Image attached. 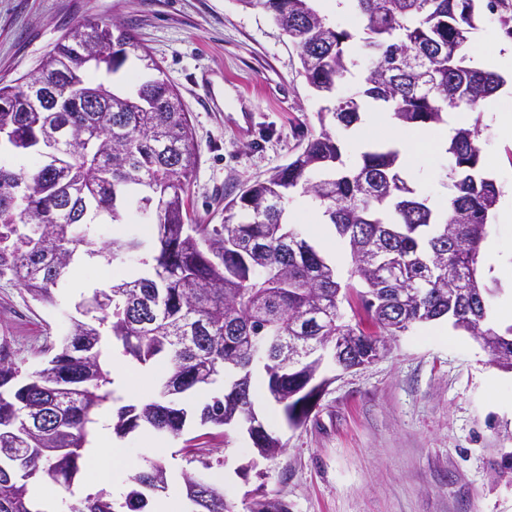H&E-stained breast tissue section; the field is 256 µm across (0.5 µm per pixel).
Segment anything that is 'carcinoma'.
I'll use <instances>...</instances> for the list:
<instances>
[{"label":"carcinoma","instance_id":"1","mask_svg":"<svg viewBox=\"0 0 512 512\" xmlns=\"http://www.w3.org/2000/svg\"><path fill=\"white\" fill-rule=\"evenodd\" d=\"M260 9L297 49L301 74L326 102L316 113L317 135L263 180L224 203V223L193 224L185 195L196 165L189 113L176 90L154 75L159 67L133 33L114 20L75 24L20 84L0 86V144L15 156L38 154L36 139H53L64 166L49 175L36 167L20 172L0 163V279L17 280L31 297L54 303L53 290L67 277L78 251L111 263L138 253L144 241L123 234L98 246L88 224L104 214L112 223L153 226L147 275H132L96 289L79 303L80 318L42 367L22 369L7 340L0 341V512H42L29 496L33 482L50 483L74 499L69 512H144L148 499L168 488L167 471L152 462L130 477L123 502L104 489L76 495L96 409L112 399L110 373L99 345L103 332L122 355L141 366L156 358L169 370L157 397L120 406L113 432L141 427L178 437L188 411L180 395L225 380L223 393L203 405V425H241L256 414L252 383L265 374L269 397L291 427L305 424L314 406L308 388L323 389V360L286 362L279 343L296 340L323 353L341 336L363 354L417 324L446 318L478 340L503 370H512V325L489 319L496 288L479 265L480 245L499 201L500 188L483 173L478 126L456 128L447 153L453 196L435 211L404 177L399 153L384 141L346 167L335 130H349L375 102L392 111L399 126L442 124L450 109L477 111L504 84L496 72L471 64L467 52L480 9L498 17L512 39L509 0H352L357 33L332 24L315 0H238ZM121 46L120 58L112 52ZM144 76L122 90L94 73H118L130 59ZM364 59L360 86L340 92ZM42 69L60 81L82 85L63 93L53 111L36 114L7 104L19 85ZM27 177V190H15ZM310 197L349 248L350 277L341 285L335 269L302 231L288 223L293 195ZM429 265L410 267L402 283L380 274L387 258ZM356 295L372 324L352 323L344 304ZM266 460L286 444L266 430L249 434ZM184 476L185 488L202 481L210 493L189 498L191 512H232L224 492L206 481L210 457ZM250 512H288L279 498L262 493Z\"/></svg>","mask_w":512,"mask_h":512}]
</instances>
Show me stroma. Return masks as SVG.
<instances>
[{"mask_svg":"<svg viewBox=\"0 0 512 512\" xmlns=\"http://www.w3.org/2000/svg\"><path fill=\"white\" fill-rule=\"evenodd\" d=\"M114 19L136 34L190 116L198 160L186 197L194 221L223 223L225 200L319 133L323 102L301 75L294 45L266 13L236 0H0V84L35 71L77 22ZM242 112L250 116L243 135ZM462 123L478 126L485 172L512 191V141L476 113H463ZM450 166L447 153L425 151L407 176L434 200ZM488 231L503 246L479 256L486 280L498 284L496 312L512 294V222L490 219ZM140 268L135 255L110 263L77 255L52 305L0 279V337L35 369L44 361L40 347L70 331L77 303ZM323 373L330 382L296 428L256 395V411L287 445L276 459H260L233 429L194 424L177 439L141 429L121 437L129 465L112 473L108 491L123 499L134 470L158 461L168 473L167 498L176 512H189L182 474L194 467L192 450L205 448L217 460L208 478L233 512H249L263 491L288 512H512V372L473 336L435 321L398 336L365 368L344 373L328 364Z\"/></svg>","mask_w":512,"mask_h":512,"instance_id":"35a3bbf8","label":"stroma"}]
</instances>
